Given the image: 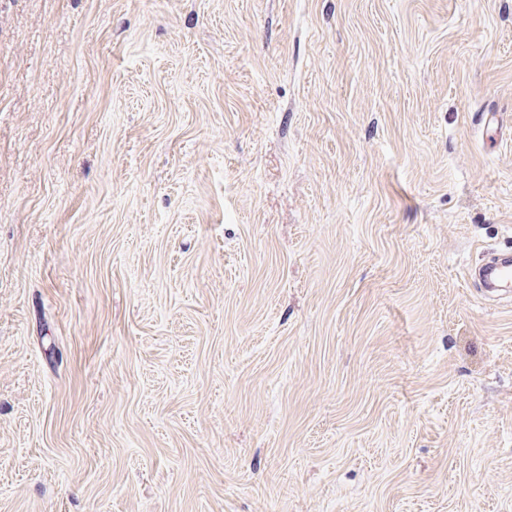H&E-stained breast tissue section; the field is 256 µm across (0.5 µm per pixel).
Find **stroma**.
Masks as SVG:
<instances>
[{"label":"stroma","instance_id":"stroma-1","mask_svg":"<svg viewBox=\"0 0 512 512\" xmlns=\"http://www.w3.org/2000/svg\"><path fill=\"white\" fill-rule=\"evenodd\" d=\"M512 0H0V512H512ZM500 257L491 258L486 264V268L483 271V278L485 283L489 287L493 285L501 278L512 279V262L511 259L500 261Z\"/></svg>","mask_w":512,"mask_h":512}]
</instances>
